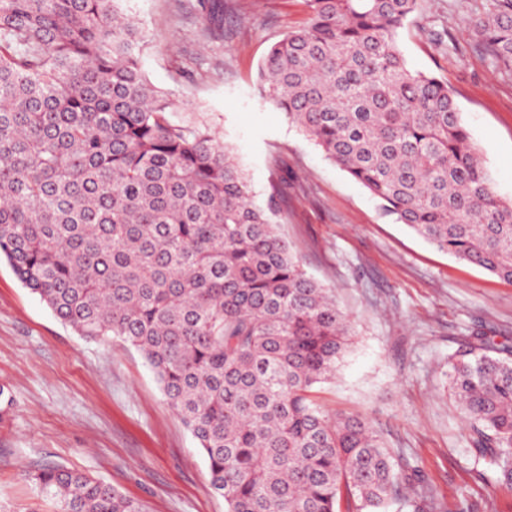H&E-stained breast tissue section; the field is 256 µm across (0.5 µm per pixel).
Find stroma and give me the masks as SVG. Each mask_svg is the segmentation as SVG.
I'll return each mask as SVG.
<instances>
[{"instance_id": "obj_1", "label": "stroma", "mask_w": 512, "mask_h": 512, "mask_svg": "<svg viewBox=\"0 0 512 512\" xmlns=\"http://www.w3.org/2000/svg\"><path fill=\"white\" fill-rule=\"evenodd\" d=\"M483 0H422L399 32L409 68L447 83L494 192L512 198V77L469 26ZM155 45L142 69L235 153L257 205L332 289L351 345L315 402L369 418L440 512H512V487L469 451L448 359L471 336L512 347V283L438 251L264 102L270 46L308 20L304 0H126ZM0 512H52L28 472L50 464L103 479L147 512H226L198 444L143 356L121 338L62 324L0 261Z\"/></svg>"}]
</instances>
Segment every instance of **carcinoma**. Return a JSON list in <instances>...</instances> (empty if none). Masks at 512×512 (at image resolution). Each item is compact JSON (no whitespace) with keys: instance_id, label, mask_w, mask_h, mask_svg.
Segmentation results:
<instances>
[{"instance_id":"obj_1","label":"carcinoma","mask_w":512,"mask_h":512,"mask_svg":"<svg viewBox=\"0 0 512 512\" xmlns=\"http://www.w3.org/2000/svg\"><path fill=\"white\" fill-rule=\"evenodd\" d=\"M124 0H0V258L88 340L146 359L227 512H434L361 415L313 401L351 327L256 205L233 154L141 68L150 38ZM259 93L386 214L512 282V199L495 194L448 85L407 66L420 0H305ZM512 73V0L470 19ZM451 356L474 456L512 486V348ZM55 512H145L60 466L27 474Z\"/></svg>"}]
</instances>
